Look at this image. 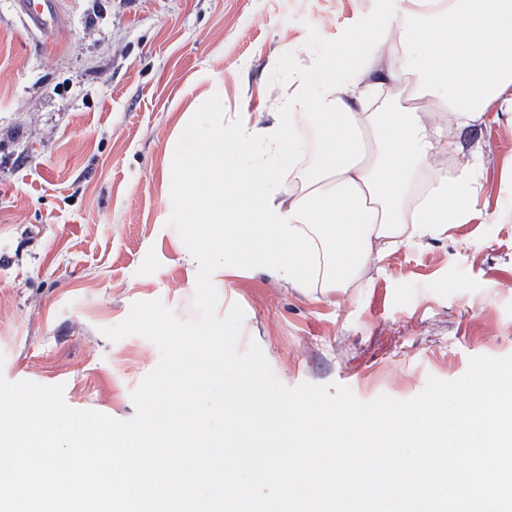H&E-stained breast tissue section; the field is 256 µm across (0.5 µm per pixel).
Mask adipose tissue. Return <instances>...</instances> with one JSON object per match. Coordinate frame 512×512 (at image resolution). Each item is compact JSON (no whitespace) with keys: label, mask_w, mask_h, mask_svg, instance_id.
<instances>
[{"label":"adipose tissue","mask_w":512,"mask_h":512,"mask_svg":"<svg viewBox=\"0 0 512 512\" xmlns=\"http://www.w3.org/2000/svg\"><path fill=\"white\" fill-rule=\"evenodd\" d=\"M352 30L347 55L328 47L306 76L318 98L297 89L268 126L242 113L233 132L211 113L193 149L171 146L167 198L191 242L187 266L233 273L246 255L304 291L345 288L370 263L413 239L464 223L482 177L455 129L478 124L512 88V0H375ZM403 57L380 64L382 47ZM417 72L410 104L373 111L372 96L392 65ZM274 147L297 182L279 197L274 168L242 164L257 139ZM460 163L444 170L449 157Z\"/></svg>","instance_id":"1"}]
</instances>
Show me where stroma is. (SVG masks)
Segmentation results:
<instances>
[{
    "label": "stroma",
    "mask_w": 512,
    "mask_h": 512,
    "mask_svg": "<svg viewBox=\"0 0 512 512\" xmlns=\"http://www.w3.org/2000/svg\"><path fill=\"white\" fill-rule=\"evenodd\" d=\"M61 29L27 28L0 0V375L60 384L75 409L121 420L158 364L148 339H107L134 302L195 318L196 272L163 192L179 121L281 112L324 48L344 47L374 0H58ZM482 178L465 223L414 240L348 288L300 292L247 259L215 281L218 315L245 314L286 387L347 386L409 400L475 356L512 355V101L461 134Z\"/></svg>",
    "instance_id": "stroma-1"
}]
</instances>
